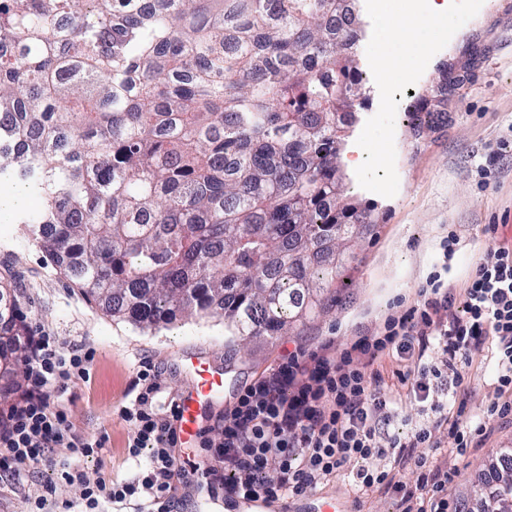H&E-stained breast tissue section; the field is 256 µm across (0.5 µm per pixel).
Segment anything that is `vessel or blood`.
I'll return each instance as SVG.
<instances>
[{"mask_svg": "<svg viewBox=\"0 0 512 512\" xmlns=\"http://www.w3.org/2000/svg\"><path fill=\"white\" fill-rule=\"evenodd\" d=\"M183 367L190 379L178 400V436L182 446L191 445L198 431L203 411L221 398L226 389V378L222 370L216 369L200 358L188 355Z\"/></svg>", "mask_w": 512, "mask_h": 512, "instance_id": "obj_1", "label": "vessel or blood"}]
</instances>
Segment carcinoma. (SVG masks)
Wrapping results in <instances>:
<instances>
[{"label": "carcinoma", "mask_w": 512, "mask_h": 512, "mask_svg": "<svg viewBox=\"0 0 512 512\" xmlns=\"http://www.w3.org/2000/svg\"><path fill=\"white\" fill-rule=\"evenodd\" d=\"M351 0H0V180L81 294L142 329L217 318L283 336L335 301L374 231L341 204L339 155L365 83ZM444 85L411 108L445 111ZM0 284V375L25 351ZM462 512H512V450ZM31 198L21 184L15 183L5 193L0 192V215L12 214L17 209L31 206Z\"/></svg>", "instance_id": "cac0c4a2"}]
</instances>
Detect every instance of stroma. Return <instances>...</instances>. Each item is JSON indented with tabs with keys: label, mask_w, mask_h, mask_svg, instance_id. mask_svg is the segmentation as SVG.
<instances>
[{
	"label": "stroma",
	"mask_w": 512,
	"mask_h": 512,
	"mask_svg": "<svg viewBox=\"0 0 512 512\" xmlns=\"http://www.w3.org/2000/svg\"><path fill=\"white\" fill-rule=\"evenodd\" d=\"M443 76L448 79L446 111L412 127L408 109ZM398 101L397 194L387 198L363 189L354 167H345L343 200L374 206L376 231L340 271L334 306L272 341L228 342L223 323L210 319H184L152 330L113 320L57 270L18 216L0 220V281L15 288L28 321L48 325L62 343H83L95 351L90 381L67 392L77 430L109 437L99 456L81 463L89 478H126L135 469L125 455L127 427L118 409L130 398L141 358L159 366L165 398L178 396L187 383L181 365L186 352L224 367L234 389L271 368L285 344L313 352L331 339L336 350H343L374 331L397 301L413 302L433 268L447 266L449 281L463 285L495 243L512 240V0H484ZM490 224L497 225L496 234L487 233ZM451 231L460 242L447 260L440 243ZM463 376L468 408L480 414L494 396L493 367L477 355ZM438 439L441 447L433 461L453 472L448 496L457 506L468 499L472 479L487 471L496 452L512 448V421L492 422L483 440L461 456L448 433ZM46 484L54 489L50 512L79 503L80 487L58 481L53 467L40 465L19 480L0 478V512H27L28 493ZM330 498L347 512L403 510L400 494L360 490L344 471L302 496L273 503L270 512H318Z\"/></svg>",
	"instance_id": "obj_1"
}]
</instances>
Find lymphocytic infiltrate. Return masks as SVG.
I'll use <instances>...</instances> for the list:
<instances>
[{
    "label": "lymphocytic infiltrate",
    "instance_id": "1",
    "mask_svg": "<svg viewBox=\"0 0 512 512\" xmlns=\"http://www.w3.org/2000/svg\"><path fill=\"white\" fill-rule=\"evenodd\" d=\"M23 364L26 381L14 401L0 409V472L19 474L33 465L58 464L62 482L81 489V512H171L170 492L180 462L177 401L160 404L163 391L155 364H139L134 396L118 415L128 427V459L135 471L109 481L87 478L80 462L98 456L106 435L77 431L60 401L76 381H88L91 349L63 345L44 328L28 329ZM489 352L495 363L494 398L480 419L467 412V393L452 395L455 414L431 400L435 380L458 374L473 354ZM395 360L398 383L414 397L429 401L425 420L408 438L384 432L395 400L377 364ZM512 417V244L494 245L477 263L463 289L451 287L432 271L417 300L389 315L375 333L359 337L334 357L327 350L308 354L283 351L267 373L239 386L212 423L200 427L197 445L211 451L208 462L192 470L228 501L273 503L303 494L351 469L358 487L392 488L404 512H454L448 499L451 472L428 468L427 458L412 449L434 448L435 434L447 429L457 454L485 436L491 421ZM392 458L391 468L375 467ZM428 474L407 488L399 473L407 464Z\"/></svg>",
    "mask_w": 512,
    "mask_h": 512
}]
</instances>
